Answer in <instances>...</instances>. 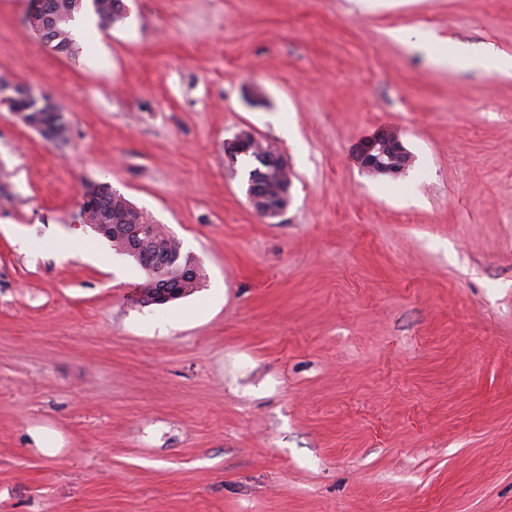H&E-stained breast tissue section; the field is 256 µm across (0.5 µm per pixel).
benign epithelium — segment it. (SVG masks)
<instances>
[{
    "mask_svg": "<svg viewBox=\"0 0 512 512\" xmlns=\"http://www.w3.org/2000/svg\"><path fill=\"white\" fill-rule=\"evenodd\" d=\"M38 20L49 25L53 18L47 13L45 0H29L27 24L32 26ZM15 116L25 126L49 139L63 132L59 126L51 127L36 119L33 121L27 119L24 112H17ZM252 150L256 151L258 176L248 184L247 198L255 212L273 219L286 209V205L267 193L265 176L273 171L287 170L289 165L281 152L263 143L248 130L239 132L233 140L224 144L225 155L233 161ZM352 158L363 171L381 175L400 174L412 163V155L404 146L399 133L389 126H381L371 134L360 138L353 146ZM107 216H109V223L99 224L89 221L87 226L106 238L117 233L125 235V246L119 250V253L135 260L146 271L148 278V286L137 291L138 302L145 306L163 305L184 297L181 290L173 287L174 277L179 268L177 257L167 250L148 253L142 249L141 237L150 232L151 225L127 226L122 216H114L110 212Z\"/></svg>",
    "mask_w": 512,
    "mask_h": 512,
    "instance_id": "1",
    "label": "benign epithelium"
}]
</instances>
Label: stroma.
Listing matches in <instances>:
<instances>
[{
    "mask_svg": "<svg viewBox=\"0 0 512 512\" xmlns=\"http://www.w3.org/2000/svg\"><path fill=\"white\" fill-rule=\"evenodd\" d=\"M123 2L65 54L0 0V78L67 120L0 105V512H512V70L436 61L512 58V0ZM380 126L401 175L351 158ZM243 129L293 173L276 218ZM91 181L202 288L139 305ZM256 163L258 165V176L256 167L252 163V168L248 173L247 198L250 206L255 212L268 219L279 216L286 205L278 202L277 198H272L267 193L265 186V176L273 171L277 174L282 170H289V165L284 155L278 150L273 149L268 144H264L253 132L242 130L231 141L225 142L224 153L231 160H237L238 156L247 155L250 151L256 150ZM254 179V180H253Z\"/></svg>",
    "mask_w": 512,
    "mask_h": 512,
    "instance_id": "stroma-1",
    "label": "stroma"
}]
</instances>
